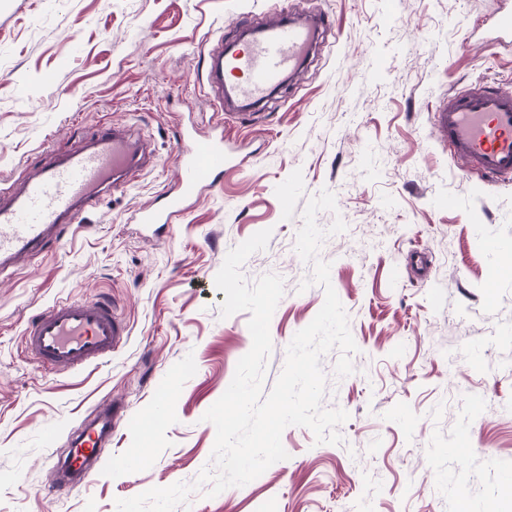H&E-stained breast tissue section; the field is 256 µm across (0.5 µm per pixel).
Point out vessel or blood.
Masks as SVG:
<instances>
[{
	"instance_id": "vessel-or-blood-1",
	"label": "vessel or blood",
	"mask_w": 512,
	"mask_h": 512,
	"mask_svg": "<svg viewBox=\"0 0 512 512\" xmlns=\"http://www.w3.org/2000/svg\"><path fill=\"white\" fill-rule=\"evenodd\" d=\"M324 23L321 16L311 22L280 14L255 28L241 46L213 58L210 74L218 88L210 107L219 116L214 131L205 138L189 127L179 131V179L160 191L155 204L135 210L133 223H172L190 200L215 187L231 162L229 126L248 121L250 108L305 63ZM434 117L462 173L512 180V90L485 84L449 96ZM154 154L148 140L108 124L95 132L89 147L33 168L21 190L0 205V272L42 251L52 236L78 222L81 210L98 203L104 184L138 169ZM126 336L123 320L105 300H56L24 328L27 352L48 374L101 363L122 348ZM119 419V407L112 403L84 418L58 461V490L74 493L103 473L101 449Z\"/></svg>"
}]
</instances>
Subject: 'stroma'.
I'll use <instances>...</instances> for the list:
<instances>
[{
    "label": "stroma",
    "mask_w": 512,
    "mask_h": 512,
    "mask_svg": "<svg viewBox=\"0 0 512 512\" xmlns=\"http://www.w3.org/2000/svg\"><path fill=\"white\" fill-rule=\"evenodd\" d=\"M512 0H0V187L82 146L104 124L150 138L156 161L103 194L37 257L0 273V512H117L153 487L194 482L216 431L205 412L251 348L249 312L222 317L215 277L258 231L247 282L284 280L270 321L264 390L324 302L295 250L321 190L336 212L317 257L358 347L354 371L321 359L324 408H340L342 444L306 427L282 434L288 457L176 512H512V180L463 175L433 111L488 79L512 88V43L481 22ZM286 11L332 18L303 72L235 130L239 167L159 232L131 223L177 177L176 132L212 131L203 61L243 19ZM293 189L282 213V187ZM344 232L329 234L334 219ZM485 237L496 253L481 247ZM422 254L425 272L413 258ZM108 296L127 322L111 360L47 374L24 353L27 319L60 297ZM112 400L124 416L112 459L80 491L53 490L67 436ZM163 409L149 459L133 463L145 417Z\"/></svg>",
    "instance_id": "35a3bbf8"
}]
</instances>
